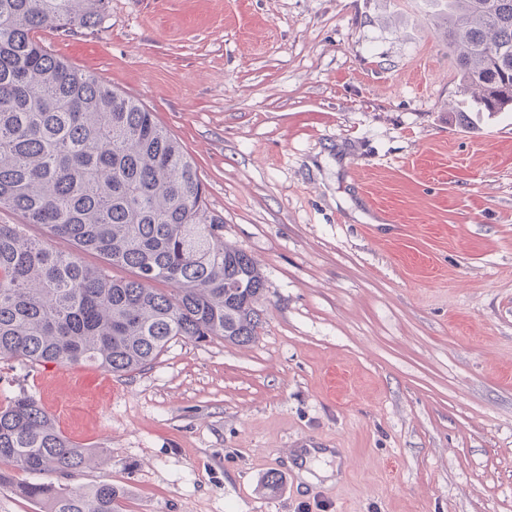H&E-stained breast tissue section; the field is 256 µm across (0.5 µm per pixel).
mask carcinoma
<instances>
[{
  "label": "carcinoma",
  "mask_w": 512,
  "mask_h": 512,
  "mask_svg": "<svg viewBox=\"0 0 512 512\" xmlns=\"http://www.w3.org/2000/svg\"><path fill=\"white\" fill-rule=\"evenodd\" d=\"M104 2L0 0V210L20 217L0 224V359L130 374L175 338L251 342L265 282L252 256L224 243L195 164L153 113L36 37L100 24ZM430 6L455 52L460 93L481 112L511 109L512 0ZM27 224L47 238L28 237ZM53 239L75 251L54 250ZM86 252L105 263L83 264ZM92 460L32 397L0 406V465L27 475L16 490L43 512H122L110 482L63 491L35 480Z\"/></svg>",
  "instance_id": "carcinoma-1"
}]
</instances>
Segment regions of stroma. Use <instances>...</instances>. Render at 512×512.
I'll use <instances>...</instances> for the list:
<instances>
[{
	"label": "stroma",
	"instance_id": "35a3bbf8",
	"mask_svg": "<svg viewBox=\"0 0 512 512\" xmlns=\"http://www.w3.org/2000/svg\"><path fill=\"white\" fill-rule=\"evenodd\" d=\"M38 37L182 143L266 284L243 346L1 360L0 405L100 452L42 482H112L123 512H512V112L460 95L425 0H108Z\"/></svg>",
	"mask_w": 512,
	"mask_h": 512
}]
</instances>
